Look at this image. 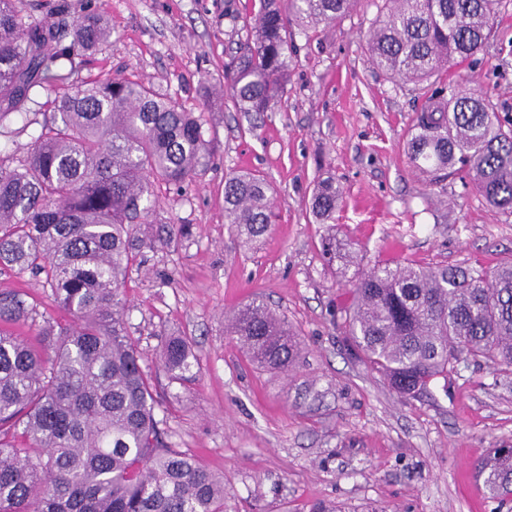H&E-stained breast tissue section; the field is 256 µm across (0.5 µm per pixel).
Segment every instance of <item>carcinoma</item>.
Segmentation results:
<instances>
[{
	"mask_svg": "<svg viewBox=\"0 0 512 512\" xmlns=\"http://www.w3.org/2000/svg\"><path fill=\"white\" fill-rule=\"evenodd\" d=\"M501 0H382L366 46L391 81L427 82L478 63ZM355 0H263L230 76L241 112H267L284 93L292 27L331 25ZM59 21L34 4L0 0V268L30 272L50 288L71 325L46 322L40 346L3 328L36 312L0 291V512H224V477L167 442L151 377L129 337L123 289L141 250L163 247L184 226L143 237L155 188L180 187L211 158L200 117L143 83L79 79L82 63L112 35L91 9ZM39 89L52 99L41 111ZM23 117L13 127L12 116ZM40 127L25 155L16 138ZM412 166L463 173L495 209L512 214V124L489 96L450 84L427 98L407 144ZM261 175L224 181V218L248 244L272 223ZM341 191L327 179L309 209L335 220ZM326 254L350 265L334 238ZM343 327L370 366L404 396L474 362L512 372V258L492 269L375 264L350 280ZM226 331L260 367L288 371L301 345L285 317L262 301L235 311ZM190 342L168 337L159 363L187 379ZM490 497L512 503V448L477 467Z\"/></svg>",
	"mask_w": 512,
	"mask_h": 512,
	"instance_id": "carcinoma-1",
	"label": "carcinoma"
}]
</instances>
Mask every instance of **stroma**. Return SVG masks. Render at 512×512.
I'll return each mask as SVG.
<instances>
[{"instance_id":"obj_1","label":"stroma","mask_w":512,"mask_h":512,"mask_svg":"<svg viewBox=\"0 0 512 512\" xmlns=\"http://www.w3.org/2000/svg\"><path fill=\"white\" fill-rule=\"evenodd\" d=\"M102 13L110 41L89 57L84 80L127 78L152 85L203 114L213 155L181 189L157 192L150 223L186 234L142 250L124 300L130 336L144 359L172 448L223 474L225 512H499L475 468L512 446V374L476 365L403 397L346 336L341 311L350 273L327 262L335 231L361 268H491L512 258V214L457 175L419 173L407 142L421 104L447 76L393 82L373 66L363 39L378 0H357L335 24L296 33L288 83L271 111H238L224 94L228 64L260 0H70ZM500 117L512 119V0H502L480 62L466 70ZM267 177L275 192L267 233L242 244L224 222V180ZM343 191L335 227L315 223L317 181ZM26 293L39 319L70 322L31 273L0 272V290ZM284 316L301 340L288 372L251 361L224 320L253 300ZM193 345L194 377L170 380L158 363L169 335Z\"/></svg>"}]
</instances>
